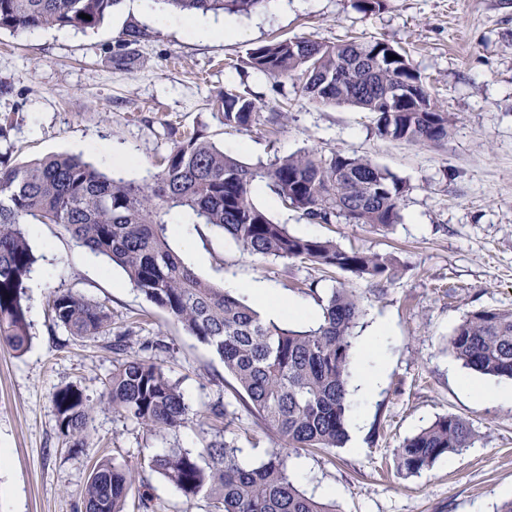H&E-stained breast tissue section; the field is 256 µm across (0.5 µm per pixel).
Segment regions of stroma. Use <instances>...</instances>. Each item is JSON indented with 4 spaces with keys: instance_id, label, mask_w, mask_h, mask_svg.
Here are the masks:
<instances>
[{
    "instance_id": "1",
    "label": "stroma",
    "mask_w": 512,
    "mask_h": 512,
    "mask_svg": "<svg viewBox=\"0 0 512 512\" xmlns=\"http://www.w3.org/2000/svg\"><path fill=\"white\" fill-rule=\"evenodd\" d=\"M238 37L200 38L191 19L144 11L125 0L120 12L89 29L0 32V153L22 164L47 156H83L99 169L142 181L189 132H203L226 152L269 163L299 151L365 156L405 183L400 223L314 224L284 208L266 186L253 200L291 233L386 253L399 262L394 282L326 270L311 263L258 258L209 225L187 230L169 216L170 244L203 279L267 283L284 299L317 309L318 297L348 288L360 296L363 336L379 319L391 326L384 368L361 424L344 447L292 455L309 494L337 512H495L512 498V404L472 395L467 382L486 376L464 369L448 347L454 328L480 308L512 310V0H383L364 12L357 0H266L248 15H215ZM143 32L120 52L126 26ZM336 43L351 36L387 41L406 51L431 95L454 124L441 145L376 135L373 116L350 106L303 98L294 79L246 67L249 49L272 36ZM284 106L277 131L266 123L225 126L217 97L225 89ZM37 258L24 303L31 339L22 353L0 350V512H83L80 491L97 460L143 465L150 512H211L206 497L186 499L148 460L167 448L198 452L216 433L253 464L279 448L235 392L224 364L182 326L155 308L105 258L80 247L57 224H35ZM316 295L302 294L304 286ZM103 304L115 330L128 331L126 353L153 360L184 395L191 422L176 432H149L98 404L102 383L120 357L110 337L79 338L47 315L54 289ZM74 385L97 408L84 448L57 426L53 395ZM223 402L230 425L218 430L210 405ZM456 415L475 432L471 448L440 457L411 476L395 471L393 451L436 418Z\"/></svg>"
}]
</instances>
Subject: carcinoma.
<instances>
[{"instance_id":"1","label":"carcinoma","mask_w":512,"mask_h":512,"mask_svg":"<svg viewBox=\"0 0 512 512\" xmlns=\"http://www.w3.org/2000/svg\"><path fill=\"white\" fill-rule=\"evenodd\" d=\"M162 10L192 17L249 14L266 0H151ZM124 0H0V31L94 28ZM87 14L90 19L80 17ZM252 69L274 78L300 79V93L327 106H353L373 114L378 136L411 143L448 140L452 117L442 111L402 50L384 40L353 38L324 44L286 38L248 52ZM411 87L409 100L389 97L397 85ZM286 113L230 89L219 100L224 125L248 129L261 111ZM163 169L147 183L115 179L79 156L57 155L11 166L0 161V350L23 351L30 321L23 305L36 257L32 224H60L78 244L103 255L126 273L147 301L223 361L237 394L286 447L341 448L348 438L347 399L354 328L363 314L357 294L333 290L321 301L319 322L306 330L267 323L244 300L201 278L169 244L170 211L194 224L216 227L244 251L260 258L310 262L359 277L392 282L399 265L391 255L346 250L328 239L292 234L253 201L263 183L283 206L309 221L340 219L386 229L399 223L405 185L364 156L300 151L269 164H248L224 153L201 132L177 143ZM55 325L73 336L112 333L106 307L69 290L51 292ZM449 347L462 365L482 375L512 379V310L481 308L454 329ZM100 400L150 432L178 431L189 423L184 396L153 362L130 356L103 383ZM61 433L83 448L94 403L76 386L54 394ZM475 432L455 415L443 416L395 449V467L414 475L441 456L470 448ZM240 449L222 437L202 452L168 448L148 466L183 496L204 495L211 512H336L294 480L289 455L274 451L256 466L239 460ZM140 508H151L138 467L98 462L80 497L84 512H126L134 487Z\"/></svg>"}]
</instances>
